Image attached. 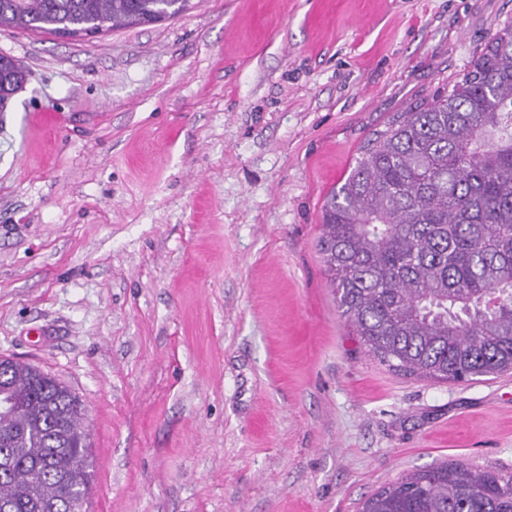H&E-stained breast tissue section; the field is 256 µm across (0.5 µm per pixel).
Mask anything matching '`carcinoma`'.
Listing matches in <instances>:
<instances>
[{
    "label": "carcinoma",
    "mask_w": 512,
    "mask_h": 512,
    "mask_svg": "<svg viewBox=\"0 0 512 512\" xmlns=\"http://www.w3.org/2000/svg\"><path fill=\"white\" fill-rule=\"evenodd\" d=\"M191 0H0V27L62 37L176 18ZM26 71L0 55V104ZM320 252L367 352L403 375L512 372V25L471 69L405 112L322 206ZM0 512H82L84 407L54 377L0 358ZM360 512H512V473L463 462L408 472Z\"/></svg>",
    "instance_id": "1"
}]
</instances>
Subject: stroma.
<instances>
[{"label":"stroma","mask_w":512,"mask_h":512,"mask_svg":"<svg viewBox=\"0 0 512 512\" xmlns=\"http://www.w3.org/2000/svg\"><path fill=\"white\" fill-rule=\"evenodd\" d=\"M512 0H197L0 28V358L86 408L87 512H358L442 461L512 472V374H398L336 306L321 206L460 80ZM26 71L13 58L0 55V104L23 88Z\"/></svg>","instance_id":"stroma-1"}]
</instances>
